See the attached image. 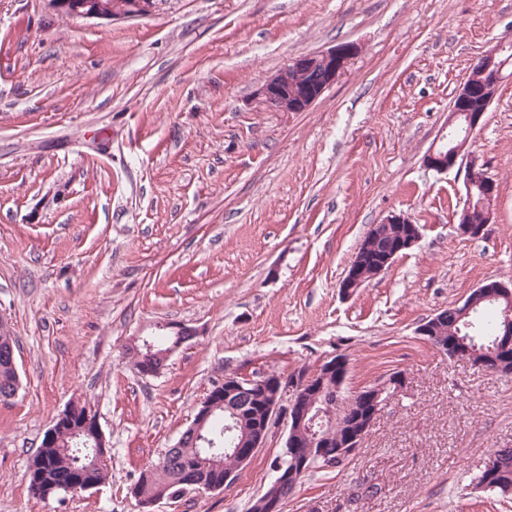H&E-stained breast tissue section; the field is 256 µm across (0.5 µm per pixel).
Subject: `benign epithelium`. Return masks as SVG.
<instances>
[{"mask_svg": "<svg viewBox=\"0 0 512 512\" xmlns=\"http://www.w3.org/2000/svg\"><path fill=\"white\" fill-rule=\"evenodd\" d=\"M47 6L59 15L71 18L113 21L144 17L152 13L156 0H45ZM358 52L354 43L334 46L316 54L297 56L269 78L257 90L258 99L267 108L279 112H306L344 72L349 61ZM512 62V41L502 39L474 62L472 69L482 71L486 80L496 86L501 82L503 69ZM491 100L479 107H468L450 113L448 125L460 123L465 126V141L479 128ZM464 147L445 140L435 145L425 156L428 169L445 173L462 165ZM464 206L458 212V230L470 239L483 236L485 225L493 219V203L497 197L496 184L476 165L466 166L463 180ZM479 193L478 208L482 210L484 223L472 220L473 194ZM412 224L403 214H391L384 224L374 225L364 236L349 269L339 284L344 296L352 295L370 278L388 271L396 259L412 249L419 241V232L393 236L383 225ZM509 303L505 310L504 326L497 330L496 352L491 357L475 359L469 348L460 341L448 344L436 340L440 323L448 318V310L440 309L424 319L415 329L416 335L448 355L451 360L466 361L474 366L498 372L503 358L512 356V280L496 279L483 281L465 299V311L469 312L483 302ZM172 333L170 346L162 353L154 351L153 345L144 338L134 337L129 345L137 356L136 368L143 376H155L178 348L188 340L200 335L198 329L182 324H170ZM349 372V361L342 354L333 355L316 368L295 374L289 380L270 370H256L249 375L237 372L224 374V379L215 383L204 401L200 403L193 422L181 435L175 447H183V441L191 439L196 445L207 441L203 431L217 409H224L234 422L242 420V413L234 404L238 398L263 393L268 397L263 408V420L254 426L252 433L224 449V453L236 460V467L224 470V479L209 483L186 469V485L196 493L224 491L236 480L237 469L248 463L257 451L264 447L267 439L277 433H286L284 456L291 461H282L276 468L272 486L276 489L292 484L297 464H307L313 456L344 462L362 445L377 416L392 397L404 391L407 381L404 374L392 373L380 384L368 387L348 397L342 390ZM328 378L336 382V402L325 399L316 406L313 397L323 395V384ZM76 405L65 408L43 437L44 445L57 443L58 431L69 427V438L74 444L94 448L93 463L106 461V440L99 422L86 419L79 426L69 422ZM340 425V433L332 437L326 432L327 423ZM333 452L328 453L326 449ZM500 486L496 479L493 458H488L480 471L479 488L493 490Z\"/></svg>", "mask_w": 512, "mask_h": 512, "instance_id": "1", "label": "benign epithelium"}]
</instances>
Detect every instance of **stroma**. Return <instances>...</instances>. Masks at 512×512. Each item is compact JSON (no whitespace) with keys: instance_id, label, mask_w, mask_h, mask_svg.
Here are the masks:
<instances>
[{"instance_id":"1","label":"stroma","mask_w":512,"mask_h":512,"mask_svg":"<svg viewBox=\"0 0 512 512\" xmlns=\"http://www.w3.org/2000/svg\"><path fill=\"white\" fill-rule=\"evenodd\" d=\"M512 36V0H156L104 23L0 0V317L20 389L0 402V512H138L129 489L229 372L349 360L346 394L395 371L404 395L355 455L310 473L281 512H512L477 489L512 448V377L448 359L425 318L512 280V65L467 153L498 187L483 238L457 230L464 170H428L475 60ZM359 51L306 112L257 89L292 58ZM401 213L421 236L342 296L365 234ZM197 328L154 377L131 338ZM89 403L108 476L34 497L28 465ZM270 437L223 492L156 512H248L275 477Z\"/></svg>"}]
</instances>
